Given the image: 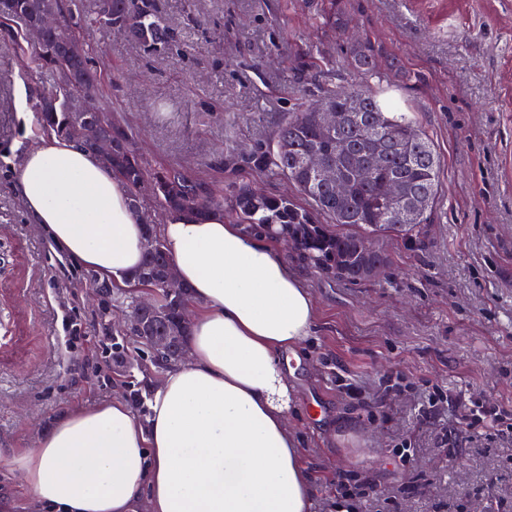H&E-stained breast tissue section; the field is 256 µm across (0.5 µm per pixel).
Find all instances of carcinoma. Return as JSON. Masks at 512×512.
<instances>
[{
	"mask_svg": "<svg viewBox=\"0 0 512 512\" xmlns=\"http://www.w3.org/2000/svg\"><path fill=\"white\" fill-rule=\"evenodd\" d=\"M17 16L4 36L29 60L28 79L34 85L31 106L37 112L40 129L80 143L99 156L98 140L83 134L86 126L112 135L113 175L126 188L132 208L140 207L145 185L162 210L170 215L205 219L215 211L234 213L248 232L271 239H283L293 231L294 248L301 260L314 268L333 267L344 257H352L366 239L393 236L404 244L420 240L439 199L441 160L429 138L417 129L407 112L395 108L389 97L356 88L322 86L320 100L339 111V123L331 133L320 126L317 112L307 106L288 113L277 126L273 139L255 147L247 155L229 156L223 166L232 177L217 192L209 184L175 168L150 172L134 147L132 132L112 119L99 90V79L85 63L79 83L63 68L61 58L71 41L80 38L71 22L78 0H16ZM41 8H51L59 16L58 25L48 33L38 52L25 38V22ZM323 23L336 32L346 26L343 0H324ZM86 24L109 30L123 26L127 38L140 46L156 49L167 45L171 31L159 20L153 0H91ZM348 64L358 79L376 73L377 53L365 40L347 49ZM336 155L346 192L338 197L330 186H319L303 164L311 149ZM247 168L284 177L311 202L305 209L287 197L258 194L233 174ZM402 183L410 194L422 199L425 207L409 221L401 219L384 198L387 182ZM145 239L153 241L144 250L133 279H143L158 294L150 310L133 308L144 321L143 336H173L175 349L185 346L190 325L182 320V310L191 305L189 287L180 296L161 288L172 264L155 225L144 223Z\"/></svg>",
	"mask_w": 512,
	"mask_h": 512,
	"instance_id": "1",
	"label": "carcinoma"
}]
</instances>
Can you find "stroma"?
I'll list each match as a JSON object with an SVG mask.
<instances>
[{
    "mask_svg": "<svg viewBox=\"0 0 512 512\" xmlns=\"http://www.w3.org/2000/svg\"><path fill=\"white\" fill-rule=\"evenodd\" d=\"M334 36L322 0H155L171 43L147 51L91 30L102 91L148 168L223 185L224 156L269 141L301 93L349 86V36L396 55L364 81L393 84L441 158L439 204L421 244L377 240L389 264L353 284L273 243L312 294L316 328L292 362L288 426L313 489L336 512L337 475L380 486V512H512V438L469 429L452 407L404 393L377 402L380 379L512 405V0H344ZM27 64L0 41V512H42L12 463L63 413L115 398L148 415L169 368L120 331L137 293L73 263L31 223L13 189L19 148L39 142ZM358 383L366 402L341 381ZM410 440L411 472L389 450ZM458 448L450 458L449 448Z\"/></svg>",
    "mask_w": 512,
    "mask_h": 512,
    "instance_id": "obj_1",
    "label": "stroma"
}]
</instances>
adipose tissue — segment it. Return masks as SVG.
Wrapping results in <instances>:
<instances>
[{
  "mask_svg": "<svg viewBox=\"0 0 512 512\" xmlns=\"http://www.w3.org/2000/svg\"><path fill=\"white\" fill-rule=\"evenodd\" d=\"M14 187L77 264L117 280L138 269L141 217L77 142L42 138ZM158 232L197 306L188 361L152 388L146 420L118 399L60 417L15 460L26 489L46 512H309L282 357L316 327L312 295L223 215L172 216Z\"/></svg>",
  "mask_w": 512,
  "mask_h": 512,
  "instance_id": "1",
  "label": "adipose tissue"
}]
</instances>
